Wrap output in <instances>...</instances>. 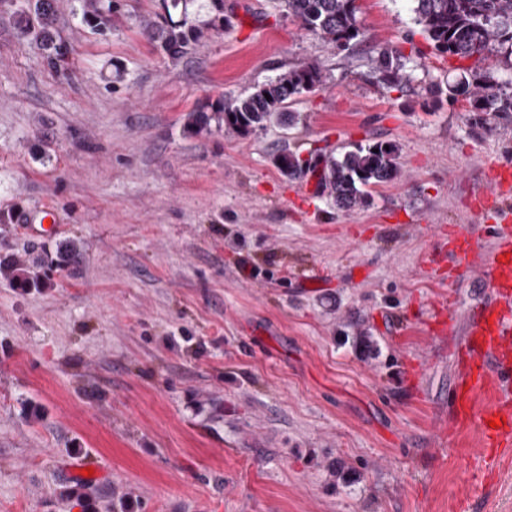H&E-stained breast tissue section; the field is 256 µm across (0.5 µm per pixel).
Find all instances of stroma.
Instances as JSON below:
<instances>
[{
	"mask_svg": "<svg viewBox=\"0 0 512 512\" xmlns=\"http://www.w3.org/2000/svg\"><path fill=\"white\" fill-rule=\"evenodd\" d=\"M121 2L103 35L55 0L58 72L0 0V260L42 278L0 277V512H512V448L489 457L448 409L489 294L441 237L493 246L470 198L488 169L512 175V122L431 94L466 63L408 0H357L342 52L278 0H224L223 28L190 0L206 29L176 62L150 29L161 0ZM384 47L409 54L407 86L378 81ZM303 64L322 83L288 103L294 124L190 126ZM371 138L400 173L350 211L275 164ZM48 210L53 234L21 229ZM68 241L78 264L44 272Z\"/></svg>",
	"mask_w": 512,
	"mask_h": 512,
	"instance_id": "stroma-1",
	"label": "stroma"
}]
</instances>
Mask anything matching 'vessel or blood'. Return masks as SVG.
Returning a JSON list of instances; mask_svg holds the SVG:
<instances>
[{"label": "vessel or blood", "instance_id": "1", "mask_svg": "<svg viewBox=\"0 0 512 512\" xmlns=\"http://www.w3.org/2000/svg\"><path fill=\"white\" fill-rule=\"evenodd\" d=\"M452 243L460 266L481 265L484 285L492 295L472 313L469 361L458 377L453 405L479 410L488 446L508 448L512 446V236H500L482 256L462 229H455ZM490 389L496 393L493 405L477 409V396Z\"/></svg>", "mask_w": 512, "mask_h": 512}]
</instances>
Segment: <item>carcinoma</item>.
Wrapping results in <instances>:
<instances>
[{"label": "carcinoma", "mask_w": 512, "mask_h": 512, "mask_svg": "<svg viewBox=\"0 0 512 512\" xmlns=\"http://www.w3.org/2000/svg\"><path fill=\"white\" fill-rule=\"evenodd\" d=\"M21 11L28 17L27 34L39 44L43 61L55 70L67 65L64 46L53 34L52 0H20ZM288 16L301 30L321 37L340 51L349 49L361 34L357 0H283ZM415 22L421 26L426 41L440 55L461 60L483 61L498 53L512 58V0H409ZM163 23L154 24L153 35L159 48L170 60L183 58L193 50L202 31L189 21L187 0H162ZM182 8V19L173 21L171 10ZM117 0H83L82 20L101 32L110 28L112 15L118 12ZM404 55L391 48L378 52L375 70L379 80L389 87L411 81L405 69ZM322 75L313 64L290 68L249 95L230 102L219 100L213 111L224 127L240 134L263 129L274 121L288 118L286 103L321 85ZM433 92L446 94L448 100L471 104L475 124L490 126L512 122V79L503 81L490 68L470 71L446 87L435 86ZM270 98H265V95ZM278 157L287 162L281 169L285 176L301 178L311 170V163L290 150ZM399 148L394 143L369 140L356 144L342 155L322 160L320 193L333 207L348 211L364 206L368 188L394 181L399 172Z\"/></svg>", "instance_id": "obj_1"}]
</instances>
